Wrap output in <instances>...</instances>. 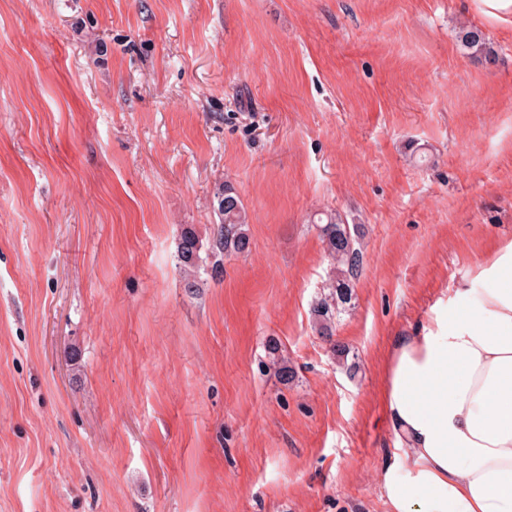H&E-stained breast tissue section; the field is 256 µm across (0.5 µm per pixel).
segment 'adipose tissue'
Wrapping results in <instances>:
<instances>
[{
	"label": "adipose tissue",
	"instance_id": "adipose-tissue-1",
	"mask_svg": "<svg viewBox=\"0 0 512 512\" xmlns=\"http://www.w3.org/2000/svg\"><path fill=\"white\" fill-rule=\"evenodd\" d=\"M480 276L390 351L383 403L405 464L382 473L391 512H512V243Z\"/></svg>",
	"mask_w": 512,
	"mask_h": 512
}]
</instances>
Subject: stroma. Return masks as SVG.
<instances>
[{"instance_id":"1","label":"stroma","mask_w":512,"mask_h":512,"mask_svg":"<svg viewBox=\"0 0 512 512\" xmlns=\"http://www.w3.org/2000/svg\"><path fill=\"white\" fill-rule=\"evenodd\" d=\"M226 184L251 249L188 291ZM509 243L512 7L0 0V512H390L389 352ZM319 237L330 262L328 292L313 306V316L320 336L330 340L335 320L353 298V288L364 267L363 224H344L336 212L321 213L317 222Z\"/></svg>"}]
</instances>
